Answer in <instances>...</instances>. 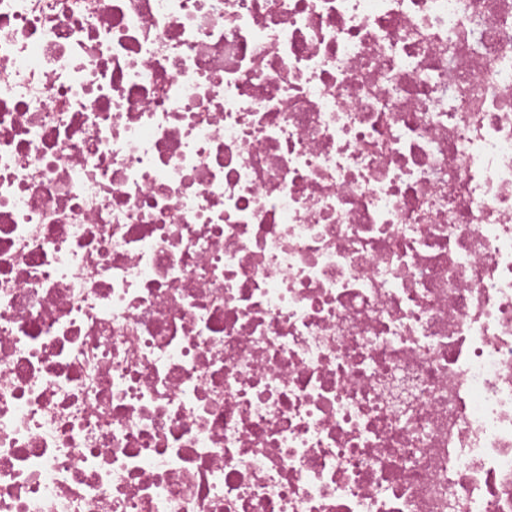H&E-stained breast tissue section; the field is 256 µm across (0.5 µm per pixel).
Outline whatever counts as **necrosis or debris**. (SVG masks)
Wrapping results in <instances>:
<instances>
[{
  "label": "necrosis or debris",
  "instance_id": "necrosis-or-debris-1",
  "mask_svg": "<svg viewBox=\"0 0 512 512\" xmlns=\"http://www.w3.org/2000/svg\"><path fill=\"white\" fill-rule=\"evenodd\" d=\"M0 512H512V0H0Z\"/></svg>",
  "mask_w": 512,
  "mask_h": 512
}]
</instances>
